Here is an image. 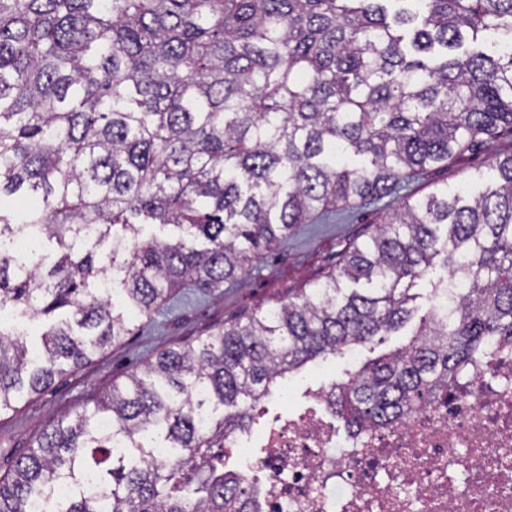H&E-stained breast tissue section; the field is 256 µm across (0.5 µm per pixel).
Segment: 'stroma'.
Masks as SVG:
<instances>
[{
    "label": "stroma",
    "instance_id": "1",
    "mask_svg": "<svg viewBox=\"0 0 512 512\" xmlns=\"http://www.w3.org/2000/svg\"><path fill=\"white\" fill-rule=\"evenodd\" d=\"M510 153L512 134L500 133L467 152L460 162L416 177L409 190L422 197L438 188L473 189L479 180L492 178L493 158ZM398 200L395 194L381 203L358 200L345 206V219L336 223L299 225L286 242L253 260L250 270L237 281L207 294L183 289L177 299L160 305L152 318H132V332L119 345L78 370L56 377L41 394L24 398L17 412L0 417V475L35 446L45 428L92 408L94 399L113 384L124 383L161 351L197 342L218 327L296 298L338 271L344 252L375 230L387 206ZM413 332L409 326L375 348L360 349L353 362L340 354L328 358L301 375L300 382L329 385L340 381L346 372L359 369L378 354L407 345Z\"/></svg>",
    "mask_w": 512,
    "mask_h": 512
}]
</instances>
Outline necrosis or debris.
<instances>
[{
    "label": "necrosis or debris",
    "mask_w": 512,
    "mask_h": 512,
    "mask_svg": "<svg viewBox=\"0 0 512 512\" xmlns=\"http://www.w3.org/2000/svg\"><path fill=\"white\" fill-rule=\"evenodd\" d=\"M266 428L226 435L225 471L258 512H512V347L482 354L434 403L380 430L339 432L327 386Z\"/></svg>",
    "instance_id": "1"
}]
</instances>
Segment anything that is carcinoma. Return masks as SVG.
Returning <instances> with one entry per match:
<instances>
[{
	"instance_id": "1",
	"label": "carcinoma",
	"mask_w": 512,
	"mask_h": 512,
	"mask_svg": "<svg viewBox=\"0 0 512 512\" xmlns=\"http://www.w3.org/2000/svg\"><path fill=\"white\" fill-rule=\"evenodd\" d=\"M504 130L512 0H0V198L37 201L0 209V236L34 224L59 247L41 275L0 251V310L48 318L36 351L0 328V415L130 334L105 280L149 317ZM491 168L475 195L402 196L298 300L160 352L52 425L0 477V512H35L60 483L55 512H250L226 432L308 364L404 328L439 268L414 338L332 399L358 431L429 407L484 341L512 346V153Z\"/></svg>"
}]
</instances>
